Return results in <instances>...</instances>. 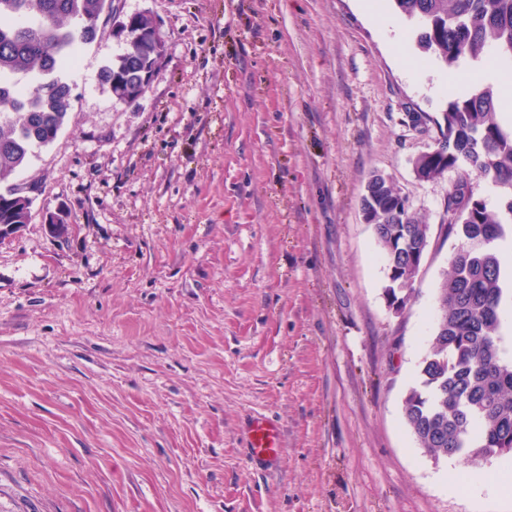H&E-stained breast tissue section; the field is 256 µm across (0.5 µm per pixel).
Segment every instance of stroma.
Returning a JSON list of instances; mask_svg holds the SVG:
<instances>
[{
	"mask_svg": "<svg viewBox=\"0 0 512 512\" xmlns=\"http://www.w3.org/2000/svg\"><path fill=\"white\" fill-rule=\"evenodd\" d=\"M115 3L156 22L159 74L113 98L127 43L100 25L67 124L13 178L37 192L0 244V512H512L403 415L459 245L458 170L414 172L456 92L417 23L391 0ZM375 172L429 226L399 312L360 209ZM281 431L267 417L254 416L249 426V454L257 465L272 466L278 456Z\"/></svg>",
	"mask_w": 512,
	"mask_h": 512,
	"instance_id": "1",
	"label": "stroma"
}]
</instances>
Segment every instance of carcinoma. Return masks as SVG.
Instances as JSON below:
<instances>
[{
    "label": "carcinoma",
    "mask_w": 512,
    "mask_h": 512,
    "mask_svg": "<svg viewBox=\"0 0 512 512\" xmlns=\"http://www.w3.org/2000/svg\"><path fill=\"white\" fill-rule=\"evenodd\" d=\"M396 11L419 24L417 47L448 68L480 61L490 49L512 53V0H392ZM106 0H0V184L12 179L35 146L53 142L72 112L66 77L78 44L97 37L93 28ZM153 27L141 17L130 31L127 51L102 66L100 78L117 100L127 86L145 93L141 42ZM501 95L491 83L448 101L437 151L414 161L419 178L437 179L460 170L448 192V234L460 240L451 254L438 294L440 317L418 379L405 399L406 424L431 457L476 462L490 455L512 468V358L499 344L506 280L497 242L512 224V127L499 119ZM490 179L508 194L495 213L482 200L462 206L473 193L471 174ZM21 189L0 190V228L12 227ZM400 192L384 176L369 179L361 199L388 271L402 288H386L402 307L409 298L428 247V225L398 208Z\"/></svg>",
    "instance_id": "1"
}]
</instances>
